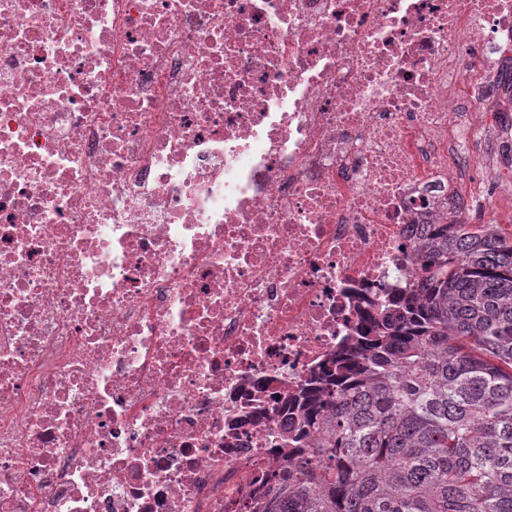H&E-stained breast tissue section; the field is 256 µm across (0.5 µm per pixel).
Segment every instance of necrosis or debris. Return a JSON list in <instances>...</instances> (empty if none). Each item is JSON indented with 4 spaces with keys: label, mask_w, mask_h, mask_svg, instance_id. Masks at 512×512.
<instances>
[{
    "label": "necrosis or debris",
    "mask_w": 512,
    "mask_h": 512,
    "mask_svg": "<svg viewBox=\"0 0 512 512\" xmlns=\"http://www.w3.org/2000/svg\"><path fill=\"white\" fill-rule=\"evenodd\" d=\"M509 63L512 0H0V512H250Z\"/></svg>",
    "instance_id": "1"
}]
</instances>
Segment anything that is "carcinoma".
Wrapping results in <instances>:
<instances>
[{
	"label": "carcinoma",
	"mask_w": 512,
	"mask_h": 512,
	"mask_svg": "<svg viewBox=\"0 0 512 512\" xmlns=\"http://www.w3.org/2000/svg\"><path fill=\"white\" fill-rule=\"evenodd\" d=\"M418 252L287 408L252 512H512V236L450 219Z\"/></svg>",
	"instance_id": "carcinoma-1"
}]
</instances>
